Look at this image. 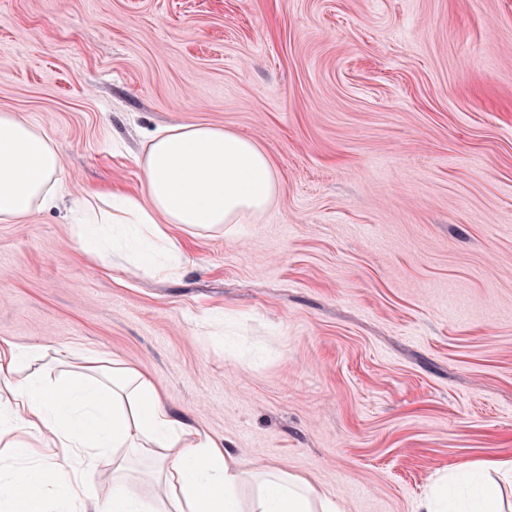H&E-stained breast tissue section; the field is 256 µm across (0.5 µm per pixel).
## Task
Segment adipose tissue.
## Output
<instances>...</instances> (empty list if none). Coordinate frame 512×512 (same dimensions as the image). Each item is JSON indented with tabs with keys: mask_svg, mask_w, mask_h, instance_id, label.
I'll return each instance as SVG.
<instances>
[{
	"mask_svg": "<svg viewBox=\"0 0 512 512\" xmlns=\"http://www.w3.org/2000/svg\"><path fill=\"white\" fill-rule=\"evenodd\" d=\"M136 163L141 192H93L74 209L72 236L99 260L119 255L156 276L185 257L170 233H222L265 211L279 192L269 156L252 139L209 124L158 128ZM65 188L61 150L44 130L0 113V223L21 224L54 206ZM40 350L0 340V440L19 465L0 474L7 512H242L243 473L206 432L173 416L153 380L118 359L71 364L56 382L39 369ZM46 453L35 454V445ZM111 455L106 501L92 495L98 460ZM147 457L160 486L138 492L127 474ZM253 512H340L304 478L269 470Z\"/></svg>",
	"mask_w": 512,
	"mask_h": 512,
	"instance_id": "1",
	"label": "adipose tissue"
}]
</instances>
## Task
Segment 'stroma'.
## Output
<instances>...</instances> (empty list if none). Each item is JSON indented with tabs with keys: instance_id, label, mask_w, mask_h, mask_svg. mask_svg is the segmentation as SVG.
Wrapping results in <instances>:
<instances>
[{
	"instance_id": "obj_1",
	"label": "stroma",
	"mask_w": 512,
	"mask_h": 512,
	"mask_svg": "<svg viewBox=\"0 0 512 512\" xmlns=\"http://www.w3.org/2000/svg\"><path fill=\"white\" fill-rule=\"evenodd\" d=\"M69 197L0 223V339L118 357L245 473L418 512L512 462V0H0V113ZM253 139L280 191L164 279L71 239L157 128ZM224 312V333L205 320Z\"/></svg>"
}]
</instances>
